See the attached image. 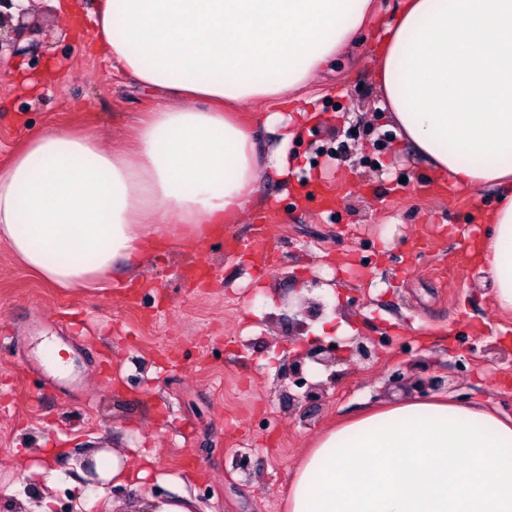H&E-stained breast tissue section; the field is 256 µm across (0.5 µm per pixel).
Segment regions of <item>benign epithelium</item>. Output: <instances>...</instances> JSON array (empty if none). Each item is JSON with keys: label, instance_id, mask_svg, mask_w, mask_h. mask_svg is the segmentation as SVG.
<instances>
[{"label": "benign epithelium", "instance_id": "7a95c632", "mask_svg": "<svg viewBox=\"0 0 512 512\" xmlns=\"http://www.w3.org/2000/svg\"><path fill=\"white\" fill-rule=\"evenodd\" d=\"M24 2L0 0V60L19 55L36 57L33 49L38 46L37 42L21 44L24 37L31 35L28 22L30 8ZM344 352L368 360L376 353V347H370L358 339H348L341 343L336 340L326 342L320 336L308 339L302 349L279 361L281 380L305 387L302 394L296 395L286 386L283 389L285 396L308 408L320 404L326 398L327 388L336 380L334 367L341 362ZM320 368L329 372L327 381L310 382L305 378L307 371Z\"/></svg>", "mask_w": 512, "mask_h": 512}]
</instances>
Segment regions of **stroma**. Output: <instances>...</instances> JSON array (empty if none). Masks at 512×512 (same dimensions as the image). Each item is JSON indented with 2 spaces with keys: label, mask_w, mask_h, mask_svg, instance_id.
Listing matches in <instances>:
<instances>
[{
  "label": "stroma",
  "mask_w": 512,
  "mask_h": 512,
  "mask_svg": "<svg viewBox=\"0 0 512 512\" xmlns=\"http://www.w3.org/2000/svg\"><path fill=\"white\" fill-rule=\"evenodd\" d=\"M93 0H41V65L0 62V167L30 133L68 128L100 145H124L155 97L90 52ZM375 12L333 63L299 94L318 111L291 145L282 176L262 175L253 211L223 235L154 245L130 279L83 292L30 274L0 243V512L50 498L51 512H139L146 496L189 495L196 512H285L297 466L331 426L385 403L418 397L416 380L440 377L433 393L512 416V315L472 262L485 233L476 211L490 187L438 195L437 174L399 134L375 82L383 24ZM260 163L278 143L269 108L239 106ZM230 237L264 242L275 263L258 270ZM212 271L197 283L196 264ZM362 341L388 337L368 360L345 355L335 385L310 421L280 395L277 362L296 336L285 305L306 309L314 277ZM56 338L70 360L55 375L39 349ZM405 384L390 385L393 370ZM153 457L138 489L98 492L80 472L99 448ZM248 470H240V456Z\"/></svg>",
  "instance_id": "1"
}]
</instances>
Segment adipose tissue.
Instances as JSON below:
<instances>
[{
  "label": "adipose tissue",
  "instance_id": "obj_1",
  "mask_svg": "<svg viewBox=\"0 0 512 512\" xmlns=\"http://www.w3.org/2000/svg\"><path fill=\"white\" fill-rule=\"evenodd\" d=\"M373 0H94L93 41L154 107L131 145L28 137L0 168V242L43 281L86 287L142 265L147 245L203 240L254 203L252 99L287 105L345 47ZM375 78L401 136L440 174L500 193L476 253L512 312V0H399ZM150 456L94 452L86 477L124 486ZM288 512H512V421L412 398L320 435Z\"/></svg>",
  "mask_w": 512,
  "mask_h": 512
}]
</instances>
